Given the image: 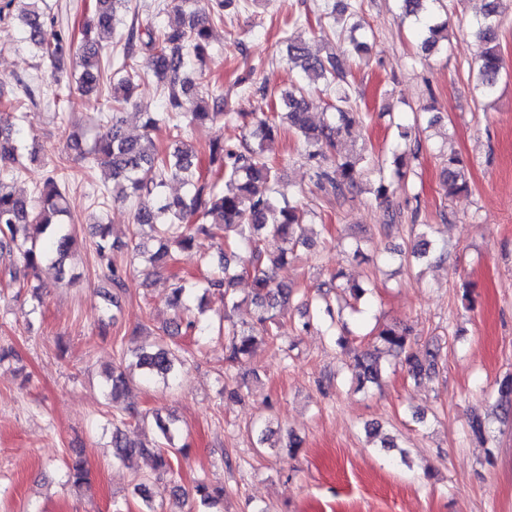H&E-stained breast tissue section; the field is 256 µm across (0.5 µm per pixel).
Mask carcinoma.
<instances>
[{
  "instance_id": "carcinoma-1",
  "label": "carcinoma",
  "mask_w": 512,
  "mask_h": 512,
  "mask_svg": "<svg viewBox=\"0 0 512 512\" xmlns=\"http://www.w3.org/2000/svg\"><path fill=\"white\" fill-rule=\"evenodd\" d=\"M39 0H3L0 21L12 20L21 30V44L39 59H47L56 68L72 56L80 59L76 83L88 95L105 93L112 118L84 145L75 134L66 137V148L89 165H98L108 171L109 183L96 189L104 198L119 196L134 202L132 224L128 228V243L110 239L112 225H93L96 258L105 270L112 286V300H117L129 288L127 267L115 261L118 252L129 257L148 249L151 259L165 267H173L192 256L195 236L219 237L220 262L199 281H189L172 274L173 283L169 306L174 319L162 328L155 346L135 353L136 366L144 379H161L166 383L176 380L175 362L186 354L176 342L180 336L203 334L207 327L196 318L185 315L195 298L205 300L210 290L224 291V365L230 369L255 350L277 336L274 331L278 316L290 303L292 289L276 280V269L288 261L299 247L311 248L312 225L308 212L290 199H279L278 170L274 160L266 154V144L278 131L280 122L288 121L302 142L300 156L313 171L314 184L320 189H331L337 197L356 188L364 171L374 166L370 157L350 158L337 152L341 138L361 122V113L351 105L350 85L346 75L333 56H320L309 51L301 39L286 41L285 57L288 63L300 69L303 83L296 85L283 97L284 106L268 115L251 121L249 136L241 144L224 142L216 137L209 143L208 169L215 179L226 180L225 189L216 190V184L205 178L201 158L195 146L184 139L180 119L186 115L197 125H217L224 118L234 116L246 119L247 112L224 111V90L212 84L205 69L192 68L191 59L204 61L211 46L214 26L224 22V8L232 0H209L208 11L192 6L195 0H174L167 22L159 26L140 28L131 25L119 48L109 52L96 39V33H109L121 22L130 9V0H93L91 14L85 20L81 37L54 21V17L40 10ZM441 0H401L403 13L417 20L416 35L419 47L431 54L448 40V21L437 22L434 12ZM505 10L503 0H485L483 9L471 22L470 28L484 50L477 62L476 82L482 96L489 98L496 92L502 70L499 43L501 17ZM337 23H348L354 31L362 28L355 20L356 6L344 4L337 11ZM161 84L162 111L143 113V132L130 136L125 129L123 111L131 104L136 80L140 77L138 61ZM321 85L333 96L330 105L332 119L317 125L308 112L307 90ZM37 86L31 81L17 80V92L0 100V258L9 276L8 285L28 286V272L44 262L64 266L74 244L76 230L66 221L70 216L68 186L60 173L59 164L48 171L41 187L33 195H21L10 186L20 173L17 167L18 151L26 141L24 122L26 103L36 104ZM161 124L172 127L170 146L156 148L152 132ZM408 153L393 152V175L403 181L407 174ZM179 182L186 188L183 195H166L168 183ZM442 190L453 196L468 190L462 160L450 154L443 160ZM393 193V181L380 177L370 188L374 200L383 203ZM280 239L277 255H266L261 247L265 236ZM445 247L422 230L409 253L389 252L388 259L407 262L424 260ZM251 277V302L257 309L256 324L245 327L236 323L232 311L238 306L234 283L241 275ZM341 274L330 276L317 305L305 304V319L299 331L321 327L325 319L336 324L329 289L339 288L358 301L366 288L357 281L335 283ZM410 333L406 327L386 324L378 328L372 338V348L354 355L353 372L359 385L376 384L382 377L381 355L404 357L409 375L418 379L435 368L437 353L426 352L420 359L410 352ZM112 402L127 388V377L122 366L112 367L107 379ZM161 441L151 445L128 440L120 428L112 434L115 459L130 462L149 457L154 471L169 480L179 475V455L182 449L173 443V422L155 417ZM68 481L82 486L90 480V470L81 454L76 452L66 462ZM196 499L211 509L224 501V486L204 480L195 486Z\"/></svg>"
}]
</instances>
